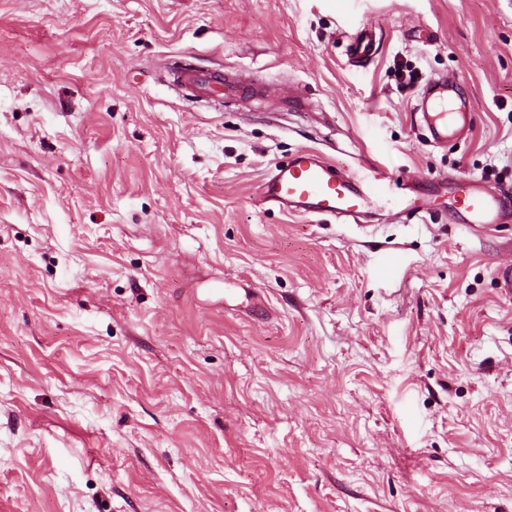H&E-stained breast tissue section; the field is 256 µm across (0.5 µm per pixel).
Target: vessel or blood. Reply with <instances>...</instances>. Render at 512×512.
Here are the masks:
<instances>
[{
	"instance_id": "b4317fda",
	"label": "vessel or blood",
	"mask_w": 512,
	"mask_h": 512,
	"mask_svg": "<svg viewBox=\"0 0 512 512\" xmlns=\"http://www.w3.org/2000/svg\"><path fill=\"white\" fill-rule=\"evenodd\" d=\"M349 65L368 63L376 51L373 29L362 28L351 36ZM174 90L208 101L223 93L239 92L235 83L224 80L222 70L203 71L182 65L168 71ZM470 105L458 93L456 79H430L420 96L416 111L420 123L435 142L463 138L470 132ZM388 178L369 163L356 172L336 169L320 153L302 148L284 164L276 165L259 187L262 202L309 217L328 216L336 220L359 219L367 209L380 207L392 214L423 216L432 204V195L421 184L411 183L406 193L391 196ZM452 206L476 228L512 222V188L489 189L483 181L468 175L457 179Z\"/></svg>"
}]
</instances>
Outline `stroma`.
Instances as JSON below:
<instances>
[{"mask_svg":"<svg viewBox=\"0 0 512 512\" xmlns=\"http://www.w3.org/2000/svg\"><path fill=\"white\" fill-rule=\"evenodd\" d=\"M303 147L512 187V0H0V512H512V223L262 203ZM350 38L352 51L347 63L351 66L368 63L376 51V34L373 29H358ZM167 79L176 92H188L204 101L220 97V94L241 91V87L236 83L224 84V71L219 69L203 71L191 65H182L168 71ZM469 102L458 93L455 78H431L418 99L416 113L433 140L443 143L448 138H463L470 132Z\"/></svg>","mask_w":512,"mask_h":512,"instance_id":"stroma-1","label":"stroma"}]
</instances>
